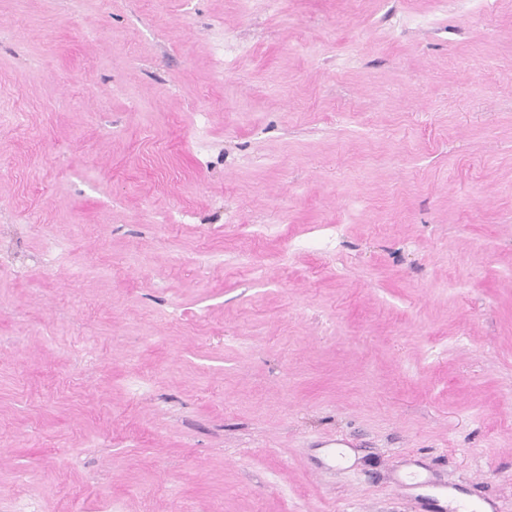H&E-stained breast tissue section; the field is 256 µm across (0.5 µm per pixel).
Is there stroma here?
Listing matches in <instances>:
<instances>
[{"instance_id": "35a3bbf8", "label": "stroma", "mask_w": 512, "mask_h": 512, "mask_svg": "<svg viewBox=\"0 0 512 512\" xmlns=\"http://www.w3.org/2000/svg\"><path fill=\"white\" fill-rule=\"evenodd\" d=\"M512 512V0H0V512Z\"/></svg>"}]
</instances>
